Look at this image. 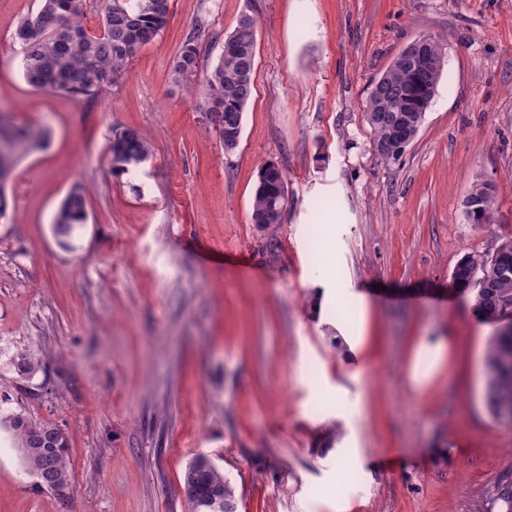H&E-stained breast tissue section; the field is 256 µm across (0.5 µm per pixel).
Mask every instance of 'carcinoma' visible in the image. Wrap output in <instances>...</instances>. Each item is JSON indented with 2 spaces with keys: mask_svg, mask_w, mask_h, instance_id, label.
I'll return each mask as SVG.
<instances>
[{
  "mask_svg": "<svg viewBox=\"0 0 512 512\" xmlns=\"http://www.w3.org/2000/svg\"><path fill=\"white\" fill-rule=\"evenodd\" d=\"M87 4L84 0H39L37 9L18 23L14 37L21 45L22 75L35 90L62 93L91 101L112 86L127 70L137 51L156 40L164 31L169 15L170 0H103L101 25L94 32L85 28L83 19ZM204 29L197 27L186 36L170 66L171 82L188 89L202 99V110L215 124L221 142L233 140L239 144L243 116L252 98L257 56V22L242 14L226 39L236 42L239 52L220 51L196 82L201 69L200 38ZM399 86L397 99L404 108L400 116L413 123L410 137H417L425 117L426 101L417 72L402 65L397 55L378 79ZM380 100L372 94L367 100L364 119L370 128L376 155L384 161H395L403 150L396 145L381 148L391 132L380 124ZM49 139L43 128L29 125L0 124V176L9 175L16 162ZM111 169L128 174L150 154V144L131 129L112 132ZM470 194L480 199V212L474 223L481 224L494 210V187L486 181L474 183ZM288 205L286 176L266 179L259 176L250 203L253 224L275 226L283 223ZM87 220V199L80 186L74 187L63 200L53 227L63 244L72 247L81 224ZM456 286L460 291L475 294V313L487 323H495L504 310L512 311V239L506 238L496 251L484 258L468 256L456 271ZM505 355L501 338L493 335L487 345L489 377L485 387V403L493 417L499 410H512V373L498 370ZM18 377L24 379L39 368L32 354H21L14 362ZM13 417L5 432L12 436L20 460L26 470L36 474L42 467L44 454L53 457L59 488L68 490L72 484L69 467L67 436L48 420H33L22 412L0 410V420ZM184 491L191 512H203L196 501L209 495L224 499V512H237L235 491L224 473L206 455H198L184 474Z\"/></svg>",
  "mask_w": 512,
  "mask_h": 512,
  "instance_id": "obj_1",
  "label": "carcinoma"
}]
</instances>
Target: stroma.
<instances>
[{
	"label": "stroma",
	"instance_id": "obj_1",
	"mask_svg": "<svg viewBox=\"0 0 512 512\" xmlns=\"http://www.w3.org/2000/svg\"><path fill=\"white\" fill-rule=\"evenodd\" d=\"M36 7L0 0V111L50 131L6 183L0 393L64 431L73 485L39 487L0 432V512H190L200 454L238 512H505L512 426L483 398L494 327L451 274L512 238V0H171L93 102L25 83L12 34ZM245 13L255 82L228 153L169 69L199 22L210 65ZM423 35L444 69L386 162L365 104ZM116 128L151 145L129 175L110 170ZM269 162L288 183L270 229L250 221ZM480 180L496 205L475 225L463 200ZM77 185L88 221L67 249L52 222ZM330 285L364 305L325 299ZM25 351L40 368L21 380Z\"/></svg>",
	"mask_w": 512,
	"mask_h": 512
}]
</instances>
